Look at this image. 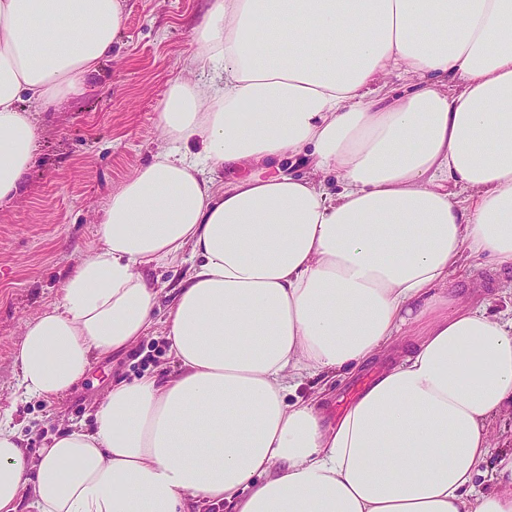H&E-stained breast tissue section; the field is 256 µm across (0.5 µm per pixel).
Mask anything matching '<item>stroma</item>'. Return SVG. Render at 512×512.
Returning <instances> with one entry per match:
<instances>
[{"label": "stroma", "instance_id": "stroma-1", "mask_svg": "<svg viewBox=\"0 0 512 512\" xmlns=\"http://www.w3.org/2000/svg\"><path fill=\"white\" fill-rule=\"evenodd\" d=\"M210 4L127 0L120 39L87 78L86 93L41 109L36 164L15 202L0 209V405L14 406L16 421L37 425L26 442L30 456L75 423L92 428L91 404L113 381L174 370L157 326L129 351L95 364L66 398L48 401L22 396L14 352L26 323L59 299L66 277L97 246L95 218L109 196L165 146L157 105L171 80L214 78L209 64L186 66L193 32ZM463 265L448 279L463 300L512 290V276L492 272L485 259L467 258ZM381 369L372 361L325 387L306 380L298 392L322 393L333 420Z\"/></svg>", "mask_w": 512, "mask_h": 512}]
</instances>
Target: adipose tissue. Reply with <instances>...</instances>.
Here are the masks:
<instances>
[{"label": "adipose tissue", "instance_id": "adipose-tissue-1", "mask_svg": "<svg viewBox=\"0 0 512 512\" xmlns=\"http://www.w3.org/2000/svg\"><path fill=\"white\" fill-rule=\"evenodd\" d=\"M124 7L0 0V207L37 151L27 102L80 95ZM193 43L222 84L170 85L166 146L16 353L24 395L56 399L160 323L176 370L112 383L93 430L35 458L1 414L0 512H512L489 433L512 411V318L448 286L467 256L512 273V0H211ZM391 73L444 81L386 103ZM177 262L161 318L144 271ZM386 354L336 420L296 393Z\"/></svg>", "mask_w": 512, "mask_h": 512}]
</instances>
